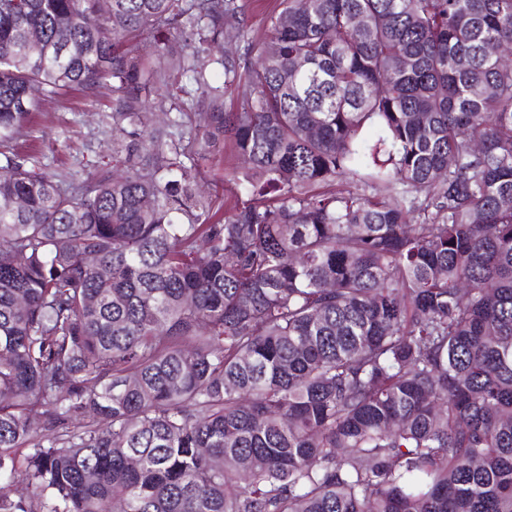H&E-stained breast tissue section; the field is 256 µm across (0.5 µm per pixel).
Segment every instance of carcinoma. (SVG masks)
Wrapping results in <instances>:
<instances>
[{"instance_id": "obj_1", "label": "carcinoma", "mask_w": 512, "mask_h": 512, "mask_svg": "<svg viewBox=\"0 0 512 512\" xmlns=\"http://www.w3.org/2000/svg\"><path fill=\"white\" fill-rule=\"evenodd\" d=\"M248 14L0 0V512H512V0ZM105 84L83 180L8 147ZM195 168L200 175L198 180L203 189L210 191L213 195L217 194L219 199L224 197V172L235 168L239 161L234 150L230 146L224 147L219 144L211 149L205 158L198 155L193 156Z\"/></svg>"}]
</instances>
